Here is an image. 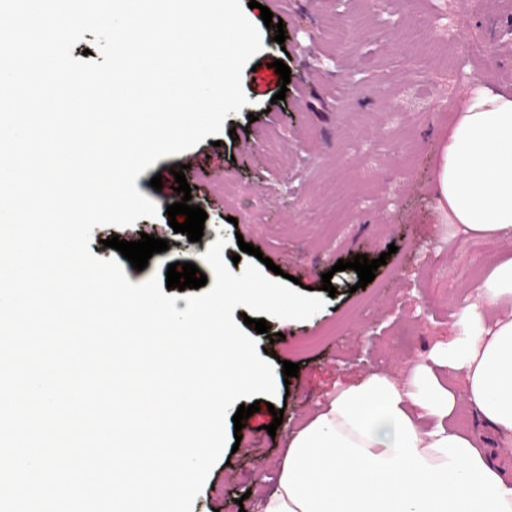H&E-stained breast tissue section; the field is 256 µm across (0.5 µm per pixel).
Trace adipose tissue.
<instances>
[{"label":"adipose tissue","instance_id":"obj_1","mask_svg":"<svg viewBox=\"0 0 512 512\" xmlns=\"http://www.w3.org/2000/svg\"><path fill=\"white\" fill-rule=\"evenodd\" d=\"M433 193L456 235L512 239V93L480 83L457 101ZM467 308L464 340L406 379L373 373L340 388L292 434L260 512H512V472L448 424L463 400L512 441V257L473 286Z\"/></svg>","mask_w":512,"mask_h":512}]
</instances>
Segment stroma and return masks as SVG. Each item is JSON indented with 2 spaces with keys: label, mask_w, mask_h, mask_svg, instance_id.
Masks as SVG:
<instances>
[{
  "label": "stroma",
  "mask_w": 512,
  "mask_h": 512,
  "mask_svg": "<svg viewBox=\"0 0 512 512\" xmlns=\"http://www.w3.org/2000/svg\"><path fill=\"white\" fill-rule=\"evenodd\" d=\"M259 2L246 17L260 23L259 8L268 6L283 20L286 39L277 43L274 29H262L254 60H282L291 70L288 87L276 78L258 83L244 67L249 103L225 118L218 144L203 140L138 176V191L157 203L158 215L94 228L89 245L94 256L109 259L103 241L115 235L167 240L168 250L144 270L122 261L134 284L165 276L175 262L209 273L201 257L220 237L227 240L223 259L240 258L234 274L253 260L239 248L244 241L272 261L287 258V274L302 285L317 288L322 273L332 275L336 295L310 318H268L267 336L246 327L258 349L300 370L288 380L276 375L275 395H260L262 407L242 429L238 450L223 451L191 512H256L250 489H273L290 435L328 395L373 373L403 376L437 343L464 338L471 286L512 254V240L452 236L432 192L453 106L471 78L498 89L512 75V54L486 33L495 0H387L379 7L373 0ZM345 21L356 29L340 46L333 34ZM246 140L255 146L249 156ZM187 156L224 173L222 183L190 185L193 204L207 214L197 242L170 227V188L150 185ZM359 254L386 260L363 288L354 270L334 269ZM276 409L283 420L271 435L266 426Z\"/></svg>",
  "instance_id": "35a3bbf8"
}]
</instances>
